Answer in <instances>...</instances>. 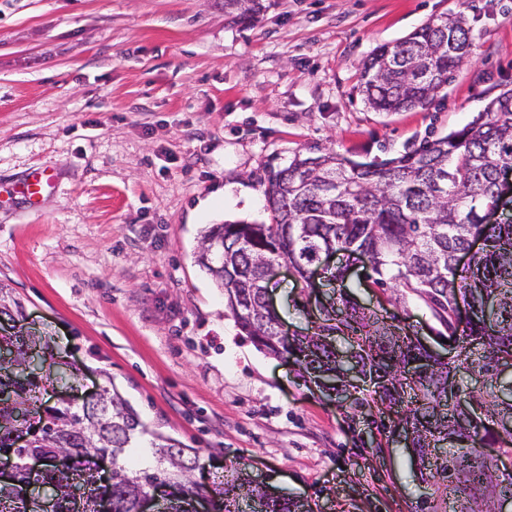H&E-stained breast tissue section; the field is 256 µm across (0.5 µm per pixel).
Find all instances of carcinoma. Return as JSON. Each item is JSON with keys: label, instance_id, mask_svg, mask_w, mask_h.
Instances as JSON below:
<instances>
[{"label": "carcinoma", "instance_id": "carcinoma-1", "mask_svg": "<svg viewBox=\"0 0 512 512\" xmlns=\"http://www.w3.org/2000/svg\"><path fill=\"white\" fill-rule=\"evenodd\" d=\"M259 0H224L233 19L253 18ZM471 30L464 18L429 22L364 63L361 85L367 102L382 112L426 108L465 60ZM512 164V89L494 97L457 132L380 163L355 162L337 152L297 155L269 171L265 188L268 224H214L202 236L198 263L224 288L227 306L241 331L265 353L288 356L308 382L323 378L345 384L357 369L367 378L364 394L348 405L353 414L394 411L412 428L413 453L422 479L432 487L427 512L450 499L459 512H496L495 500L512 497L495 458L484 449L512 455V392L500 383L498 366L512 363V222L485 224L484 209L497 202L501 166ZM483 249L463 268L454 255L474 235ZM334 248L350 260L366 255L368 278L396 299L422 300L455 340L448 360L433 359L415 333L396 317L350 302L341 289L322 304L313 331L284 339L278 317L263 307L264 265L286 260L306 290V273L320 250ZM470 308L456 317L459 301ZM43 336H0V451L13 458L14 480L0 482V512H39L38 500L20 495V485H38L56 500L55 512H92L101 497L112 512H138L143 495L160 485L177 490L166 512H192L200 488L192 471L199 453L160 434L151 442L162 467L129 464L138 437L149 433L137 411L105 387L95 400L72 407L64 399L47 406L41 389L51 374L37 371L33 353H47ZM464 365L484 378L474 391L460 384ZM42 424L31 444L23 441L32 417ZM112 453V483L103 485L93 458ZM68 454L73 465L55 460ZM42 457L37 473L26 458ZM308 512L305 504L272 497L237 469L211 497L214 512Z\"/></svg>", "mask_w": 512, "mask_h": 512}]
</instances>
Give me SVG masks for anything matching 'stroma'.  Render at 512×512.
Returning <instances> with one entry per match:
<instances>
[{
  "instance_id": "35a3bbf8",
  "label": "stroma",
  "mask_w": 512,
  "mask_h": 512,
  "mask_svg": "<svg viewBox=\"0 0 512 512\" xmlns=\"http://www.w3.org/2000/svg\"><path fill=\"white\" fill-rule=\"evenodd\" d=\"M0 0V283L23 305L0 334L46 337L67 366L42 399L114 385L150 429L198 449L212 491L242 467L313 512H415L431 493L405 446L371 435L260 351L198 264L215 224L268 222L265 179L295 154L381 161L462 129L512 88V0ZM463 15L465 63L425 109L380 112L364 62ZM51 176L36 202L18 192ZM353 263L350 295L430 339ZM308 326L293 277L271 290ZM259 5V0H224V13L232 19L254 18Z\"/></svg>"
}]
</instances>
